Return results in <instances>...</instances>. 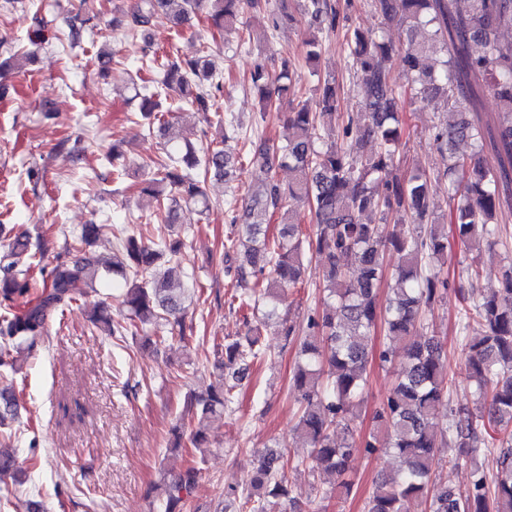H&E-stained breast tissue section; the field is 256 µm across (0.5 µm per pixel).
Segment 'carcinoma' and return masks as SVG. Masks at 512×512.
<instances>
[{"instance_id": "carcinoma-1", "label": "carcinoma", "mask_w": 512, "mask_h": 512, "mask_svg": "<svg viewBox=\"0 0 512 512\" xmlns=\"http://www.w3.org/2000/svg\"><path fill=\"white\" fill-rule=\"evenodd\" d=\"M287 0H136L132 10L112 17V28L132 34L151 30L161 19L180 26L209 7V20L217 29L236 24L249 11L267 18L266 29L275 30L294 17L286 12ZM386 24L402 28L408 49L403 57L410 88L393 78L392 43L384 35L346 30L341 46L352 57L359 79L362 111L340 112V85L324 79L315 99L287 113L292 136L284 144L268 143L245 156V162L262 169L266 180L247 192L243 215H236L237 198L225 205L231 230L224 244V270L239 292V306L262 310L247 323L246 333L221 346L214 367L233 383L212 388L189 400L190 444L208 448L209 421L224 414L234 389L250 363L261 358V328L277 315L285 289L297 285L304 263L318 260L324 267L320 288L321 310L308 318L313 339L301 345V361L293 372L299 414L295 431L310 448L308 458H287L268 450L247 480L246 503L253 512H270L293 492L288 470L319 469L333 480L331 489L350 492L346 479L355 453L386 449L398 459L392 473L375 481L365 512H512V438L501 434L512 427V274L480 299L459 311L462 335L477 336L469 346L468 377L474 384L476 412L460 413L446 401L447 356L430 323L434 304L448 294V234L469 248L482 243L508 247L512 239V42L501 39L512 29V0H371ZM303 15L312 31L304 41L305 58L316 66L322 35L336 31L339 14L333 0H302ZM90 16L65 20L71 44L80 39ZM162 85L177 91L198 112L213 110L222 92L223 77L209 55L175 58L161 64ZM299 79L291 61H284L271 76L261 63L254 65L250 81L260 94L262 112L277 107ZM131 78L135 97L141 99L143 117L160 112L156 94ZM428 107L438 101L453 122L434 126L437 150L448 154L443 170L397 173L396 149L402 135L399 103L405 96ZM491 95L498 112L482 118L480 103ZM336 128L337 142L323 144L317 130ZM170 148L164 155L142 162L147 177L139 193L167 204V221H180L181 207L209 210L207 177L222 179L236 170L239 156L222 146L198 150L181 143L175 124L160 123ZM473 141L478 151L465 157L453 152L455 143ZM492 150L498 168L486 169L480 151ZM294 173L283 185L276 174ZM448 179L451 201L443 220L436 219L430 196L431 183ZM306 204L314 224L305 228L288 199ZM280 215L277 233L268 224ZM393 222L398 231L387 239L382 225ZM112 230L110 224H83L76 245L45 262L44 242L32 246L29 237L16 235L0 253V376L19 372L16 354L29 350L47 333L50 316L81 301L76 285L98 293L101 284L123 281L122 304L128 315L112 317L107 303L94 310L92 321L110 338L137 333L164 324L170 338L185 345L192 337L184 324L185 299L170 287L179 267L184 241L181 229L161 244L131 232L121 239V253L103 261L86 255V248ZM386 251L399 256L393 271L395 288L379 301L382 259ZM41 265V279L30 271ZM389 343L379 353L382 362H398L401 375L376 414V431L356 436L350 423L363 402L367 383L368 343L376 330ZM14 391L0 390V481L17 472L11 425L18 418ZM448 418L446 427L439 420ZM458 448L473 458L483 448L497 449L493 476L471 463L470 482L460 491L435 482V449ZM199 469L191 466L163 481L161 512H185L197 487Z\"/></svg>"}]
</instances>
